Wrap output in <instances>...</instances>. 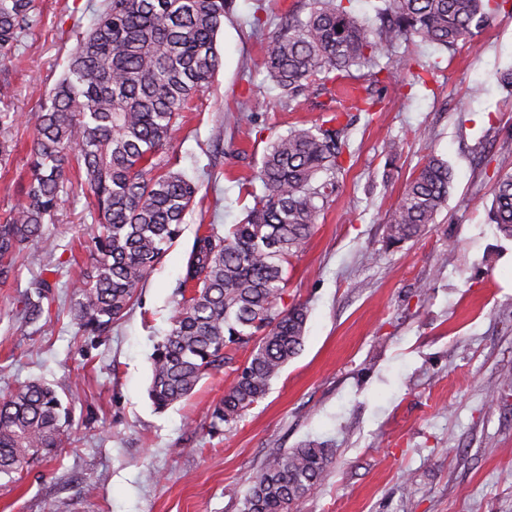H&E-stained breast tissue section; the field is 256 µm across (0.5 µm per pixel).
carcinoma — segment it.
<instances>
[{"label": "carcinoma", "mask_w": 512, "mask_h": 512, "mask_svg": "<svg viewBox=\"0 0 512 512\" xmlns=\"http://www.w3.org/2000/svg\"><path fill=\"white\" fill-rule=\"evenodd\" d=\"M351 0H310L307 17L290 12L264 46L263 65L282 98L293 102L359 71L361 110L380 102L373 87L411 72L416 60L398 52L418 39L438 48L475 47L503 0H384L379 25L365 27ZM231 0H105L93 25L77 35L63 77L41 99L31 166L18 204L0 218V283L23 261L44 263L54 223L76 183L96 215L90 272L72 286L71 314L87 336L104 338L150 273L176 243L199 180L173 170L163 149L192 99L222 66L217 34ZM35 0H0V59L35 15ZM388 62L381 63L382 58ZM20 115L0 108V161L16 147ZM351 155L348 126L332 110L319 125L296 126L270 142L254 178L262 195L243 222L222 236L196 234L171 327L151 356L149 398L163 412L188 397L210 372L247 361L214 407L209 428L231 427L261 400L273 378L301 350L307 310L286 305L288 266L336 196L343 157ZM452 172L431 153L406 184L387 224L396 246L424 234L448 200ZM489 222L512 238V173L496 179ZM68 411L55 390L29 382L0 399V473L11 474L61 447ZM332 454L307 442L277 454L252 479L245 512H299L320 484Z\"/></svg>", "instance_id": "1"}]
</instances>
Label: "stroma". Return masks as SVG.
Masks as SVG:
<instances>
[{
  "label": "stroma",
  "instance_id": "1",
  "mask_svg": "<svg viewBox=\"0 0 512 512\" xmlns=\"http://www.w3.org/2000/svg\"><path fill=\"white\" fill-rule=\"evenodd\" d=\"M264 5L266 23L252 14ZM103 0H38L33 25L0 62V102L21 113V146L0 166V214L25 177L38 92L62 77L74 31ZM308 0H232L218 35L223 64L166 148L202 188L184 231L112 332L81 335L71 284L91 264L94 215L73 188L47 231L50 319L27 323L39 267L0 285V396L39 381L71 411L50 458L0 474V512H244L251 479L308 441L336 455L300 512H512V238L488 220L497 166L512 165V13L497 14L481 49L403 50L424 83L399 75L375 111L344 113L354 156L313 235L288 269L286 304L308 310L303 346L232 429L208 427L233 367L205 376L164 412L149 397L150 358L170 328L199 225L227 232L256 195L267 146L320 123L330 95L285 105L262 45L285 9ZM454 188L419 238L388 245L386 220L428 152Z\"/></svg>",
  "mask_w": 512,
  "mask_h": 512
}]
</instances>
